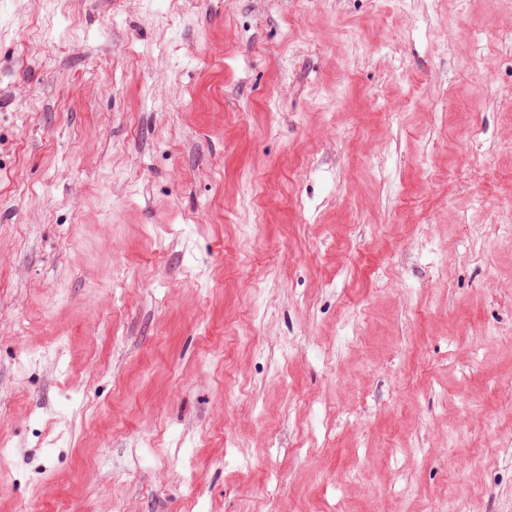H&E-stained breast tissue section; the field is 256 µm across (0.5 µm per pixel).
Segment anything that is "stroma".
<instances>
[{"instance_id":"obj_1","label":"stroma","mask_w":512,"mask_h":512,"mask_svg":"<svg viewBox=\"0 0 512 512\" xmlns=\"http://www.w3.org/2000/svg\"><path fill=\"white\" fill-rule=\"evenodd\" d=\"M511 224L500 0H0V512H512Z\"/></svg>"}]
</instances>
